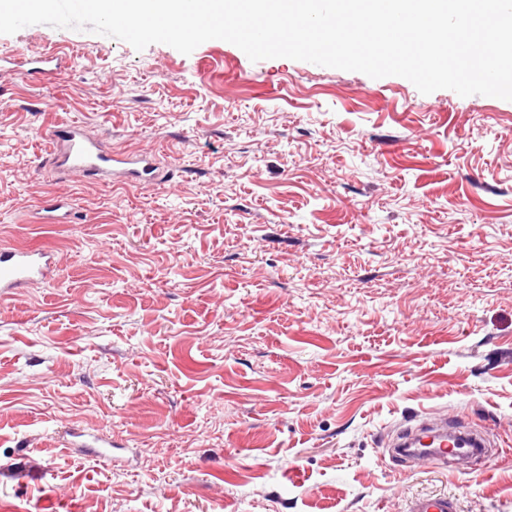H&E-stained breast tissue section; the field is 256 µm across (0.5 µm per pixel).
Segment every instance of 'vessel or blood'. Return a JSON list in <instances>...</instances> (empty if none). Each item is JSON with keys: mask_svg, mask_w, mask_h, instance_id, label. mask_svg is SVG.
Instances as JSON below:
<instances>
[{"mask_svg": "<svg viewBox=\"0 0 512 512\" xmlns=\"http://www.w3.org/2000/svg\"><path fill=\"white\" fill-rule=\"evenodd\" d=\"M48 158L54 168L94 179L110 186L132 187L155 180L161 163L148 151L128 152L105 148L103 142L78 123L56 124L48 136ZM55 271L53 251L37 247L0 248V299L12 297L32 281L51 279ZM488 437L468 431L462 422L439 415L417 427L400 430L393 443L397 456L412 461L447 464L456 459L489 455ZM408 512H456L448 497H418Z\"/></svg>", "mask_w": 512, "mask_h": 512, "instance_id": "vessel-or-blood-1", "label": "vessel or blood"}]
</instances>
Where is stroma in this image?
I'll return each mask as SVG.
<instances>
[{"mask_svg": "<svg viewBox=\"0 0 512 512\" xmlns=\"http://www.w3.org/2000/svg\"><path fill=\"white\" fill-rule=\"evenodd\" d=\"M52 50L50 81L0 73V246L58 258L0 302V512H512V101L222 40L0 34ZM67 121L169 180L51 174ZM57 199L78 223H41ZM436 409L496 458L390 459ZM455 504L447 496L418 497L411 501L408 512H455Z\"/></svg>", "mask_w": 512, "mask_h": 512, "instance_id": "obj_1", "label": "stroma"}]
</instances>
